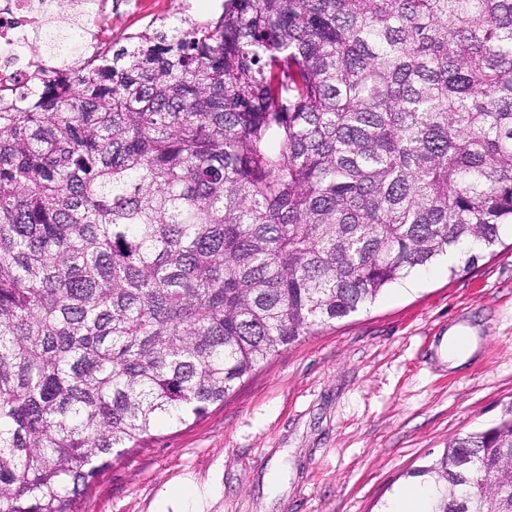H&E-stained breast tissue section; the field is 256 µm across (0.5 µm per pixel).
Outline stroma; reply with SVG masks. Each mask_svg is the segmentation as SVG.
Wrapping results in <instances>:
<instances>
[{
  "mask_svg": "<svg viewBox=\"0 0 512 512\" xmlns=\"http://www.w3.org/2000/svg\"><path fill=\"white\" fill-rule=\"evenodd\" d=\"M417 276L315 328L203 417L159 423L78 512H156L186 481L212 490L200 512H385L411 470L512 404V234L457 276L443 263ZM457 323L480 342L452 368L438 347Z\"/></svg>",
  "mask_w": 512,
  "mask_h": 512,
  "instance_id": "1",
  "label": "stroma"
}]
</instances>
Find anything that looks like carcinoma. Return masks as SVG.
I'll return each instance as SVG.
<instances>
[{
    "label": "carcinoma",
    "mask_w": 512,
    "mask_h": 512,
    "mask_svg": "<svg viewBox=\"0 0 512 512\" xmlns=\"http://www.w3.org/2000/svg\"><path fill=\"white\" fill-rule=\"evenodd\" d=\"M33 67L0 111V512H75L158 423L512 226V0H225ZM409 476L512 512V406Z\"/></svg>",
    "instance_id": "carcinoma-1"
}]
</instances>
